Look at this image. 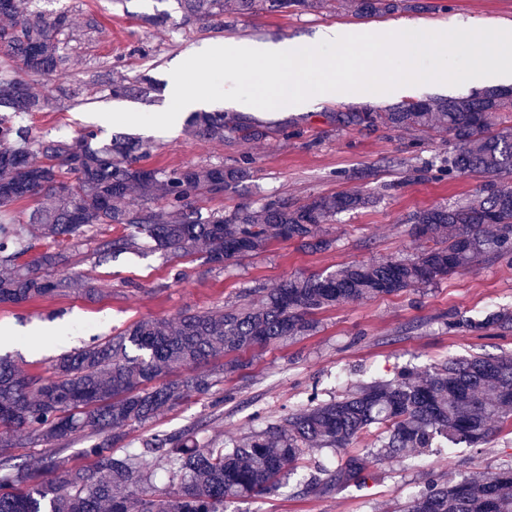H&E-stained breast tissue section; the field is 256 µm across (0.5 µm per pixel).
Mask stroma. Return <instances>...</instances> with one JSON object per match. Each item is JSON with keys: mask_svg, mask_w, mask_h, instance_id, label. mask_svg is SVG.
<instances>
[{"mask_svg": "<svg viewBox=\"0 0 512 512\" xmlns=\"http://www.w3.org/2000/svg\"><path fill=\"white\" fill-rule=\"evenodd\" d=\"M432 10L358 19L333 8L298 15L259 12L236 19L232 28L213 23L180 26L175 0H53L54 10L75 18L96 14L101 34L74 41L79 64L67 78L30 77L38 93L56 98L54 110L20 115L32 137L74 138L100 128L103 140L134 135L130 126L98 127L93 113L120 103L142 112L166 107L168 66L190 45L216 40L310 42L317 31L340 25L353 33H388L400 21L419 19L439 26L458 20L471 28H512V0H431ZM169 13L166 25L144 18ZM110 70L132 81L145 76L149 97H112L106 86L58 95L60 86L78 87L91 74ZM360 102L339 96L316 101L302 112H240L257 134H233L223 142L192 137L185 122L173 131L147 135L146 166L177 169L250 160L252 176L236 192L200 201L202 215L228 212L272 197L300 205L312 197L340 192L373 193L368 208L340 215L325 227L330 247L314 250L300 241H274L258 256L216 268L193 255L174 257L137 250L98 259L95 241L81 242L66 275L98 288L96 296L67 289L23 305L0 304V351L10 353L28 374L50 376L57 355L112 337L145 318L173 319L237 303L240 293L260 284L278 287L296 276L329 273L358 261L413 253L416 242L405 218L422 209L474 195L482 179L440 170L453 148L449 137L431 139L420 132L343 122ZM512 311V259L482 262L436 284L317 311L315 329L262 348L237 353L235 371L218 362L201 364L218 382L210 395L188 393L170 411L128 427L126 442L138 448L158 433L196 428L202 443L232 446L261 430L260 416H281L311 396L341 395L400 370L424 371L449 359L473 355L512 356V331L476 330L473 322L489 312ZM322 461L318 451L301 456L286 487L229 504L226 512H397L427 483L448 477L491 476L512 466V433H499L477 448L454 453L434 450L420 461L386 458L364 485L330 495L306 491Z\"/></svg>", "mask_w": 512, "mask_h": 512, "instance_id": "stroma-1", "label": "stroma"}]
</instances>
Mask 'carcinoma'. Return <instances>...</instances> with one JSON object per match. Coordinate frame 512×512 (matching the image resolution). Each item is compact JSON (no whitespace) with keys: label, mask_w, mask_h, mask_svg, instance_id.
I'll return each instance as SVG.
<instances>
[{"label":"carcinoma","mask_w":512,"mask_h":512,"mask_svg":"<svg viewBox=\"0 0 512 512\" xmlns=\"http://www.w3.org/2000/svg\"><path fill=\"white\" fill-rule=\"evenodd\" d=\"M330 1L361 19L431 8L423 0H178L183 24L222 17L225 27L238 15L314 11ZM0 18L7 20L0 24V56L26 74H69L71 14L26 13L19 0H0ZM105 77L114 95L145 96L151 90L145 79L126 85L113 81L110 72ZM51 108L52 100L35 93L26 80L0 76V267L5 268L0 304H23L69 287L63 274L73 260L69 251L42 253L37 271L18 263L28 246L10 208L41 193L51 194L52 204L33 211L28 223L44 240L70 242L104 224H119L128 233L97 239L98 256L148 241L172 256L200 255L219 268L280 239L324 248L329 240L315 237L316 229L372 199L343 192L295 206L266 198L204 219L195 203L236 188L249 178L250 167L160 170L140 164L148 147L139 140L106 142L93 130L71 140H37L9 116ZM505 112H512V89L495 88L478 96L408 101L395 109L345 115L354 126L446 133L454 150L442 171L487 177L477 194L461 203L409 215L413 235L425 242L410 256L294 277L272 289L247 288L233 305L184 313L173 321L142 319L61 355L48 379L25 374L10 355H0V426L46 445L39 465L31 467L0 444V512H224L229 503L280 488L307 451L327 448L334 454L373 427L383 429L378 450L325 466L312 489L331 494L360 484L381 456L403 459L409 450L421 453L439 441L475 447L512 428V357L474 356L423 374L407 371L393 380L372 381L338 398H312L231 448L202 446L186 430L155 434L141 448L112 455L128 426L175 407L189 392L207 395L216 385L206 372L167 378L175 370L310 332L311 316L326 307L419 288L490 257L511 255L512 188L497 180L512 172V135L496 131ZM190 128L216 142L228 133L253 135L251 127L222 112H199ZM132 194L138 202L130 205ZM478 328L511 330L512 312H493ZM93 436L96 440L81 451L93 467L59 469L58 448ZM160 467L177 490L155 486ZM400 512H512V467L483 479L432 482Z\"/></svg>","instance_id":"obj_1"}]
</instances>
